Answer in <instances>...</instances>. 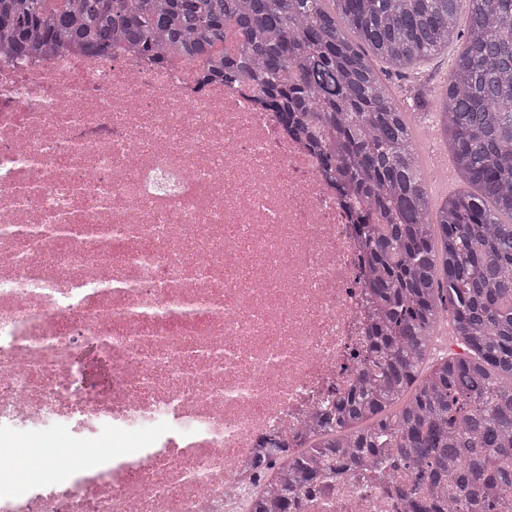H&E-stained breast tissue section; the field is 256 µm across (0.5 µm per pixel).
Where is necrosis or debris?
<instances>
[{
  "instance_id": "1",
  "label": "necrosis or debris",
  "mask_w": 512,
  "mask_h": 512,
  "mask_svg": "<svg viewBox=\"0 0 512 512\" xmlns=\"http://www.w3.org/2000/svg\"><path fill=\"white\" fill-rule=\"evenodd\" d=\"M370 313L344 199L249 86L0 53V512H251L259 449L356 384ZM295 512L402 505L325 465Z\"/></svg>"
}]
</instances>
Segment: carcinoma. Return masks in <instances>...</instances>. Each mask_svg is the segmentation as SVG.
Segmentation results:
<instances>
[{"mask_svg":"<svg viewBox=\"0 0 512 512\" xmlns=\"http://www.w3.org/2000/svg\"><path fill=\"white\" fill-rule=\"evenodd\" d=\"M466 12V30L458 15ZM465 39L433 109L464 187L428 192L411 112L371 59L400 76ZM123 43L183 58L205 82H249L356 214L377 306L359 384L325 411L282 472L320 462L402 471L403 512H512V0H0V51L106 57ZM451 327L459 351L436 352ZM300 483L281 489L290 512Z\"/></svg>","mask_w":512,"mask_h":512,"instance_id":"obj_1","label":"carcinoma"}]
</instances>
